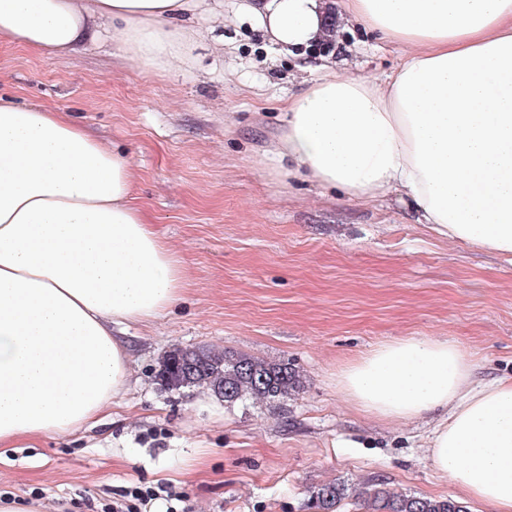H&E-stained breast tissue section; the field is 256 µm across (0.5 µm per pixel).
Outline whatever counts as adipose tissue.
<instances>
[{"label":"adipose tissue","mask_w":512,"mask_h":512,"mask_svg":"<svg viewBox=\"0 0 512 512\" xmlns=\"http://www.w3.org/2000/svg\"><path fill=\"white\" fill-rule=\"evenodd\" d=\"M283 50L319 40L324 0H256ZM224 0H0V40L74 52L107 38L150 71L189 63ZM339 17L406 47L383 79L321 75L289 98L277 153L354 199L390 190L451 242L512 256V0H342ZM134 171L65 113L0 96V447L98 421L128 383L114 326L184 286L178 255L134 202ZM457 343L406 337L337 386L386 422L432 420L430 458L465 498L512 512V378L481 382Z\"/></svg>","instance_id":"1"}]
</instances>
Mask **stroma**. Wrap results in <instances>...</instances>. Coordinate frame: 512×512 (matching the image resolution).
<instances>
[{"label":"stroma","mask_w":512,"mask_h":512,"mask_svg":"<svg viewBox=\"0 0 512 512\" xmlns=\"http://www.w3.org/2000/svg\"><path fill=\"white\" fill-rule=\"evenodd\" d=\"M249 2L224 0L189 65L163 73L117 49L40 54L0 41V94L67 113L126 152L136 204L186 269L175 306L123 331L120 403L73 436L0 447V493L20 505L100 512L127 487L163 485L191 512H311L314 487L338 479L460 496L429 459L430 424L360 412L336 373L417 336L466 346L482 380L511 377L512 258L439 237L397 193L354 200L282 177L284 105L318 78L302 63L319 57L270 44ZM324 56L340 73L381 78L405 49L352 23ZM202 346L290 363L303 386L276 410L165 390L162 356Z\"/></svg>","instance_id":"stroma-1"}]
</instances>
